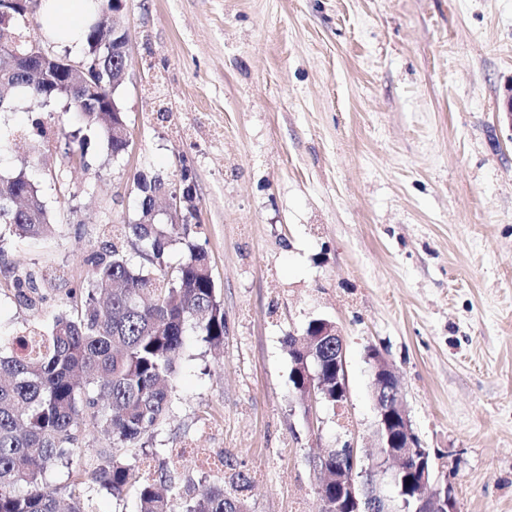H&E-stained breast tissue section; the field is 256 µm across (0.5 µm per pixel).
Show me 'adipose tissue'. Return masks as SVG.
<instances>
[{
    "label": "adipose tissue",
    "instance_id": "obj_1",
    "mask_svg": "<svg viewBox=\"0 0 512 512\" xmlns=\"http://www.w3.org/2000/svg\"><path fill=\"white\" fill-rule=\"evenodd\" d=\"M93 17L92 0H43L39 21L48 39L78 50L84 44L83 34Z\"/></svg>",
    "mask_w": 512,
    "mask_h": 512
}]
</instances>
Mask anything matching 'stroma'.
Wrapping results in <instances>:
<instances>
[{"instance_id": "obj_1", "label": "stroma", "mask_w": 512, "mask_h": 512, "mask_svg": "<svg viewBox=\"0 0 512 512\" xmlns=\"http://www.w3.org/2000/svg\"><path fill=\"white\" fill-rule=\"evenodd\" d=\"M132 144L100 131L85 163L0 112V172L25 169L56 235L13 240L18 270L71 288L137 173L189 171L224 306V344L185 338L172 410L148 438L194 486L243 472L251 512H321L310 458L375 445L365 350L394 363L414 428L459 512H512V0H124ZM0 296V337L47 326ZM325 318L350 400L305 417L283 340Z\"/></svg>"}]
</instances>
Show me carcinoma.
<instances>
[{
	"label": "carcinoma",
	"mask_w": 512,
	"mask_h": 512,
	"mask_svg": "<svg viewBox=\"0 0 512 512\" xmlns=\"http://www.w3.org/2000/svg\"><path fill=\"white\" fill-rule=\"evenodd\" d=\"M9 26H0V111L14 107L17 96L29 111L44 110L46 98L57 94L56 83L24 73L16 54H39L40 41L27 35L29 20L17 5ZM112 40V0H99L98 16L85 34V73L68 74L62 87L70 111L85 126H97L111 154L123 152L112 136V124L126 120L112 112V71L127 65L124 53L95 51L93 41ZM102 90L109 111L80 112L85 82ZM66 138L65 157L86 163L85 140ZM134 188L141 208L128 224L112 226L109 240L86 259L91 274L85 283L62 295L65 310L48 331L36 326L12 337L10 352H0V512H86L85 494L101 489L119 498L136 487L137 512H176L171 476L158 467L144 476L113 452L115 445H136L169 415L170 381L193 330L211 347L224 342V307L205 252L178 224H142L152 196L167 182L137 175ZM54 216L38 185L20 169L0 177V264L3 244L12 238L48 239L55 234ZM183 245L184 260L173 266L170 247ZM138 250L131 263L124 248ZM44 275L25 271L5 282L7 290L34 311L46 301ZM112 435V445L96 451L90 471L72 467L85 438L86 424ZM63 469L67 497L46 493L48 472ZM247 477L238 473L229 487L203 484L184 512H250L240 496Z\"/></svg>",
	"instance_id": "obj_1"
}]
</instances>
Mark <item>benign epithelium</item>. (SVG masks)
<instances>
[{"label": "benign epithelium", "mask_w": 512, "mask_h": 512, "mask_svg": "<svg viewBox=\"0 0 512 512\" xmlns=\"http://www.w3.org/2000/svg\"><path fill=\"white\" fill-rule=\"evenodd\" d=\"M59 66L58 72L72 73L83 63L58 58L50 51L21 57L28 70H47V63ZM167 206L152 212L145 223L159 217L161 224H187L196 215L195 202L175 190L164 194ZM336 349V392L322 378L321 364L326 348ZM296 358L292 359L291 379L296 400L305 416L313 406L336 402L341 409L348 404L349 386L344 337L338 326L326 319L312 321L311 328L296 337ZM370 395L374 410L377 452L363 455L351 443L344 445L336 466L334 496H324L325 512H458L453 486L447 476L435 468L429 449L415 430L402 393L396 369L386 353L369 347Z\"/></svg>", "instance_id": "1"}]
</instances>
